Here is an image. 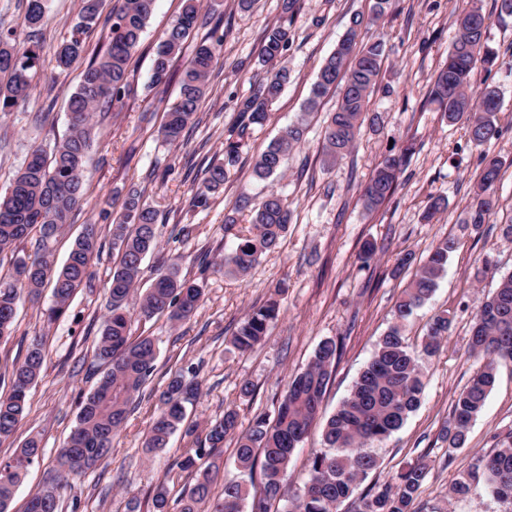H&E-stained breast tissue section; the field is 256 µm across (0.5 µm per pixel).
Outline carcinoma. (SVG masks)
<instances>
[{
  "mask_svg": "<svg viewBox=\"0 0 512 512\" xmlns=\"http://www.w3.org/2000/svg\"><path fill=\"white\" fill-rule=\"evenodd\" d=\"M103 2L80 0L76 33L54 53L55 69L60 74L88 59L81 82L69 98L66 134L49 153L32 150L5 194L0 195V253L12 252V272L6 279L0 277V341L11 335L22 298L37 303L48 285L52 287V299L44 315L49 324L57 320L77 290L89 281L91 261L101 248L98 225L86 224L59 268L49 242L61 233L74 205L85 195L82 173L94 143L93 113L109 111L122 103L129 90L132 52L156 0H113L106 18L110 22L108 42L90 52L82 35L97 23ZM394 3L395 0H375L371 15H354L346 36L325 60L311 86L304 108L307 114L317 111L330 92H338L336 108L323 130L322 165L328 169L351 152L386 58L382 41L361 43L359 37L362 30L379 24ZM300 8V0H280V20L266 31L258 54L264 74L252 93L236 102L238 121L227 129L224 161L204 170L194 206H209L210 194L224 186L230 167L237 163L241 142L255 127L267 122L271 106L281 96L288 71L280 61L291 43V23ZM45 14V0H26L22 25L34 32L43 26ZM488 26V18L475 4L460 14L448 58L429 91V101L437 105L444 119L467 123L468 140L476 148L485 147L500 135L496 123L501 109L499 91L486 86L477 101L469 94L478 70L489 71L496 65L497 55L487 45ZM202 27L208 28V43L196 48L182 71L179 100L159 128V136L170 145L178 146L184 140L185 130L207 94L216 53L224 43L221 21L201 13L200 0H185L182 12L154 49L150 83L157 87L172 79L173 59L193 32ZM39 68L36 49L19 47L16 33L1 29L0 112L27 95ZM303 136L300 122L273 139L256 157L253 175L265 181L280 174L285 158ZM409 153L410 147L406 146L382 157L361 194L365 210L374 211L391 198ZM481 165L480 184L470 198L465 219V223L477 227L486 223L498 206L496 185L502 162L485 152L481 154ZM290 221L288 202L273 190L251 209L252 228L247 233L234 231V218H227L224 234H234L237 243L224 254L220 264L224 275H247L261 256L277 244ZM157 224L156 210L145 203L140 190L130 188L122 199L119 220L112 225V249L117 251L119 261L106 284L108 316L95 351L96 359L105 366L103 377L82 402L77 425L58 454L56 475L30 496L27 512H59L64 481L82 475L112 452L113 435L154 372L155 340L150 336L131 338L129 304L141 280L143 260L158 246ZM34 231L39 232L35 252L19 254L17 245ZM455 247L451 238L438 241L417 268L395 305L394 322L378 342L350 395L327 419L323 430L325 450L310 457L308 478L301 488L288 494V466L319 414L339 356V344L334 339L321 341L308 367L288 383L274 420L260 416L248 430L238 434V414L229 409L207 424L204 437L194 438L191 448L177 462L178 469L193 480L179 501L178 512H244L247 502L250 512H270L271 502L277 500L283 502L280 512H337L339 504L354 495L377 466L375 457L364 446L388 440L420 405L425 375L416 351L404 337L403 327L432 296ZM202 296L201 285L180 276L172 266L154 277L140 299L138 315L147 319L165 313L170 320L181 321L196 312ZM278 314L275 300L253 309L232 334L231 346L240 353L252 350L266 336ZM450 325L446 311L430 319L423 353L433 356L440 350ZM469 349L470 356L480 365L454 400L449 425L443 429L450 456L465 444L471 422L495 385L497 361L512 360V273L500 277L497 288L475 316ZM45 358L43 337H32L23 361L12 368L8 394L0 396L1 442L11 438L26 417L28 394ZM197 394L195 378L177 374L170 379L149 425L146 447H166L184 422L185 403ZM234 434L236 465L250 474L260 467L263 492L252 497L245 481L228 479L222 497L205 509L213 482L207 458ZM39 458L40 440L31 437L11 457L0 461V512H9L17 487ZM426 475L424 463L407 465L387 483L363 492L357 498L356 512H419L414 504ZM480 484L492 496L512 502V432L492 453L474 456L471 465L452 483L450 497L465 498ZM152 506L153 512H170L165 484L155 487Z\"/></svg>",
  "mask_w": 512,
  "mask_h": 512,
  "instance_id": "carcinoma-1",
  "label": "carcinoma"
}]
</instances>
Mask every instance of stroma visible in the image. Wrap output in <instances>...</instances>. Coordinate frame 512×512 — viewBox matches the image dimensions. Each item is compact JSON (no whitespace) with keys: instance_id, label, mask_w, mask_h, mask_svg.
Wrapping results in <instances>:
<instances>
[{"instance_id":"stroma-1","label":"stroma","mask_w":512,"mask_h":512,"mask_svg":"<svg viewBox=\"0 0 512 512\" xmlns=\"http://www.w3.org/2000/svg\"><path fill=\"white\" fill-rule=\"evenodd\" d=\"M203 8L221 18L224 45L201 101L199 120L187 130L184 144L168 146L157 131L179 98V82L151 87L153 49L179 16L184 0H156L139 46L129 65L130 90L120 107L96 118L94 147L83 171L86 195L73 208L63 235L52 243L56 263H63L84 225H101L102 250L91 262L90 286L80 288L66 313L45 324L40 308L20 304L15 330L0 342V395L9 390L13 366L22 361L36 335L46 340V361L31 391L30 407L14 436L0 443V459L9 457L32 435L41 440V456L29 470L9 512H26L28 500L47 480L60 448L77 423L80 402L98 385L101 372L93 360L95 346L108 314L105 286L117 259L112 249V219L120 208L115 194L136 187L158 213L157 249L146 258L135 296H142L158 269L177 264L180 276L197 280L203 296L196 313L182 323L167 315L133 318L132 336L153 337L158 346L155 371L143 395L112 439V453L94 469L69 482L61 512H152L151 496L166 483L170 500L180 499L189 482L176 467L191 438L177 430L168 447H146L145 434L156 414L158 398L175 374L196 370L200 382L187 406L186 427L204 431L226 409L239 415L240 430L259 416L275 417L289 380L304 371L318 343L342 342L339 362L323 398L319 418L297 449L288 468V486L307 478V462L323 451V426L350 394L360 372L394 321L395 304L411 281L414 267L397 265L400 253L423 259L438 240L452 238L456 249L438 286L405 324L404 334L420 347L430 318L448 311L452 324L439 352L420 355L426 376L421 404L387 441L370 445L377 466L367 484L389 481L402 467L422 461L428 474L417 497L424 512L444 507L448 512H512V503L476 487L463 499H450L458 471L467 469L478 453H489L512 432V362L498 364L497 383L480 415L472 423L465 447L448 452L442 432L457 395L478 367L470 356L473 319L500 275L512 273V242L501 229L512 222V73L503 68L479 71L476 88L497 87L502 108L497 114L499 136L487 149L502 162L497 184L499 206L486 224H466L467 206L477 189L479 149L471 145L462 124L451 125L428 101L432 82L443 66L456 35V19L468 0H397L372 35L382 37L388 55L379 86L352 151L332 169H324L322 128L336 106L335 96L319 110L304 114L303 105L324 60L334 51L355 14L370 15L374 0H301L292 25V42L282 60L288 84L264 127L255 129L239 148V162L208 208L194 207L193 197L208 164L224 159L226 129L234 121V98L248 95L256 80L255 60L267 29L278 19L279 0H257L241 13L235 0H201ZM489 19L488 44L500 60L512 61V17L500 16L497 0H479ZM79 0H47L46 20L39 35L21 28L20 0H0V29H15L23 46L40 53L41 71L25 98L0 116V193L9 186L30 151L51 146L67 127L68 100L81 81V68L57 74L54 53L69 40ZM306 130L283 173L259 182L252 176L256 156L269 141L296 122ZM412 145L391 199L368 213L360 193L375 165L389 147ZM285 196L293 219L277 245L242 278L218 272L225 252L235 245L224 232V219L234 214L238 226H248L249 211L235 203L248 197L260 201L268 189ZM444 194L447 209L433 223L423 213L430 196ZM188 235H180L181 227ZM378 246L375 258H359L364 242ZM209 268H202V261ZM491 265L482 274L483 265ZM280 302V314L265 339L241 353L229 344L245 316L270 297ZM252 392L242 396L240 387ZM137 510H130V502Z\"/></svg>"}]
</instances>
